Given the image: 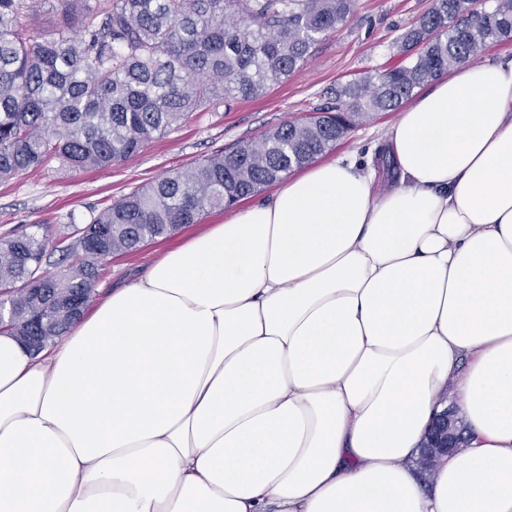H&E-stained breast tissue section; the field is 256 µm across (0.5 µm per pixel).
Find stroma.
I'll use <instances>...</instances> for the list:
<instances>
[{"label": "stroma", "instance_id": "obj_1", "mask_svg": "<svg viewBox=\"0 0 512 512\" xmlns=\"http://www.w3.org/2000/svg\"><path fill=\"white\" fill-rule=\"evenodd\" d=\"M430 0H354V8L337 31L320 40L304 67L287 81L253 101H220L190 115L178 129L146 144L137 154L104 170L74 173L59 164L0 183V236L29 224H48L60 236L88 223L101 209L170 170H185L219 150L242 141H259L291 118L311 116L327 103L332 89L364 74L395 64L397 44L428 11ZM393 112L366 119L330 149V156L352 153L375 157L396 121ZM221 211L205 215L168 238L145 243L131 255L114 258L96 287L105 292L143 273L165 249L223 219Z\"/></svg>", "mask_w": 512, "mask_h": 512}]
</instances>
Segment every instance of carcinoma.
<instances>
[{
	"instance_id": "obj_1",
	"label": "carcinoma",
	"mask_w": 512,
	"mask_h": 512,
	"mask_svg": "<svg viewBox=\"0 0 512 512\" xmlns=\"http://www.w3.org/2000/svg\"><path fill=\"white\" fill-rule=\"evenodd\" d=\"M55 27L35 28L49 0H0V182L53 161L109 168L218 100H254L304 65L342 26L353 0H57ZM512 37V0H432L404 34L396 64L341 85L335 102L258 142L169 171L60 237L0 238V301L9 334L39 348L89 307L112 259L197 224L304 167L374 112ZM41 279V292L29 288Z\"/></svg>"
}]
</instances>
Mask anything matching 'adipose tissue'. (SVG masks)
<instances>
[{
    "label": "adipose tissue",
    "mask_w": 512,
    "mask_h": 512,
    "mask_svg": "<svg viewBox=\"0 0 512 512\" xmlns=\"http://www.w3.org/2000/svg\"><path fill=\"white\" fill-rule=\"evenodd\" d=\"M388 158L283 178L39 354L0 334V512H512V59ZM458 434L457 421L448 407L436 419L434 430L431 434H428L424 442V448H428L429 452L435 457L446 454L456 447Z\"/></svg>",
    "instance_id": "1"
}]
</instances>
